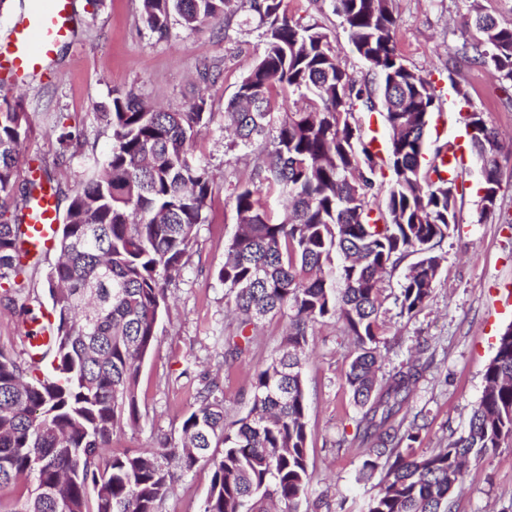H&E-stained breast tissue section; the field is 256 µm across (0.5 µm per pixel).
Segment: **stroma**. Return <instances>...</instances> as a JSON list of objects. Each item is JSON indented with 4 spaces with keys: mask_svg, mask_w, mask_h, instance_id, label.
Wrapping results in <instances>:
<instances>
[{
    "mask_svg": "<svg viewBox=\"0 0 512 512\" xmlns=\"http://www.w3.org/2000/svg\"><path fill=\"white\" fill-rule=\"evenodd\" d=\"M470 0H391L398 48L407 65L435 87L441 108L427 129L429 146L454 142L467 146L465 116L483 112L505 138L512 139V101L489 70L448 61L467 37L464 20ZM289 17L318 23L338 50L339 63L352 77L368 76L367 63L352 52L333 0H285ZM80 25L74 39L25 84L0 73V100L21 99L30 127L19 155L20 173L46 166L61 193L59 212L93 167L112 149L110 133L95 112L112 91H134L145 103L182 111L205 94L213 120L194 141L193 155L207 164L214 184L205 222L180 275L168 285L154 351L140 366V424L114 432L110 451H146L160 441L178 444L184 416L196 407L207 383L224 388V416L234 421L251 407V367L270 361L287 329L283 316L247 326L253 341L237 362H225L224 338L238 325L216 277L224 262V243L237 230L235 188L248 180L262 144L230 146L224 133V106L252 70L263 47V27L249 0H235L223 19L196 30L173 27L160 41L142 16V0H79ZM210 64L214 78L199 76ZM467 89L468 98L456 93ZM75 137L62 148L57 126ZM459 182V224L442 243L443 263L425 307L413 317H398L385 301L383 318L392 343L381 368L389 372L414 358L427 362L424 380L411 397L409 414L424 424L416 444L428 452L446 446L462 432L484 391V372L500 334L512 324V153L501 156L500 207L493 219L477 220L479 165L464 157ZM350 338L335 319L318 325L309 340L303 369L307 399L309 485L299 512H362L378 490L376 481L356 482L364 447L360 417L345 382ZM212 468L199 462L173 487L162 512H200L210 488ZM451 512H512V436L484 459L469 463Z\"/></svg>",
    "mask_w": 512,
    "mask_h": 512,
    "instance_id": "1",
    "label": "stroma"
}]
</instances>
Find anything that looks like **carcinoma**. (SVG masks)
Instances as JSON below:
<instances>
[{"instance_id": "1", "label": "carcinoma", "mask_w": 512, "mask_h": 512, "mask_svg": "<svg viewBox=\"0 0 512 512\" xmlns=\"http://www.w3.org/2000/svg\"><path fill=\"white\" fill-rule=\"evenodd\" d=\"M231 2L143 0V9L151 33L165 40L176 23L194 30L221 19ZM283 2L250 0L266 24L263 50L224 108V130L241 145L270 141L262 164L235 191L239 230L216 272L241 315L240 332L225 338V359L248 350L249 324L288 317L276 356L253 371L249 412L226 422L224 391L214 381L185 416L182 445L102 452L117 426L138 424L140 362L157 342L164 284L185 266L213 184L212 171L190 153L211 122L205 95L182 112H164L146 108L131 90L114 91L97 113L112 153L71 196L56 236L59 257L46 276L52 346L24 364L0 350V484L24 478L32 485L12 512H161L174 483L202 459L213 475L201 512H298L309 480L302 354L331 318L354 341L346 384L370 443L355 480L379 477L366 512H449L467 463L512 435V325L498 338L468 429L446 448L418 452L422 426L404 412L426 368L408 363L378 376L388 344L383 277L415 256L391 297L400 317L426 305L441 270L438 248L459 222L457 181L465 171L463 161L448 162L455 150L447 142L422 167L439 99L404 63L390 0H336L335 7L351 50L379 80L378 102L369 81L339 66L323 28L290 18ZM466 26L473 34L452 65L460 59L512 83V24L472 3ZM278 89L305 105L271 112ZM376 111L393 172L381 199L373 189L383 159L356 118ZM467 126L486 189L481 223L497 210L499 159L512 144L479 112ZM27 133L21 102H1L0 297L24 315L32 311L22 248L28 225L12 205L17 196L28 205L51 183L39 168L19 182L16 156ZM263 188L288 201L284 220L260 203ZM333 262L331 278L325 266Z\"/></svg>"}]
</instances>
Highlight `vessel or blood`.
I'll return each instance as SVG.
<instances>
[{"mask_svg":"<svg viewBox=\"0 0 512 512\" xmlns=\"http://www.w3.org/2000/svg\"><path fill=\"white\" fill-rule=\"evenodd\" d=\"M75 22L72 0H32L30 9L16 18L8 45L0 47V71L21 78L43 70L59 47L72 40ZM58 222L54 192L43 187L28 211L26 249L33 253L52 250ZM51 321V315L45 313L24 324V340L32 357H41L48 350Z\"/></svg>","mask_w":512,"mask_h":512,"instance_id":"vessel-or-blood-1","label":"vessel or blood"}]
</instances>
